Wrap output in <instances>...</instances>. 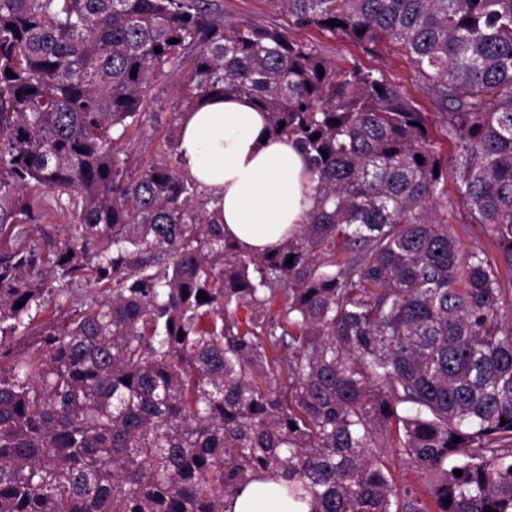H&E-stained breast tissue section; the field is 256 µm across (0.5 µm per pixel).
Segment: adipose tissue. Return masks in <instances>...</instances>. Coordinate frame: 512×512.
Segmentation results:
<instances>
[{"label":"adipose tissue","instance_id":"1","mask_svg":"<svg viewBox=\"0 0 512 512\" xmlns=\"http://www.w3.org/2000/svg\"><path fill=\"white\" fill-rule=\"evenodd\" d=\"M185 169L211 192L224 234L244 252H276L314 210V183L294 138L271 130L268 116L246 97L211 100L182 120ZM227 512H308L277 484L250 483Z\"/></svg>","mask_w":512,"mask_h":512}]
</instances>
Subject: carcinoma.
I'll return each instance as SVG.
<instances>
[{"label": "carcinoma", "instance_id": "1", "mask_svg": "<svg viewBox=\"0 0 512 512\" xmlns=\"http://www.w3.org/2000/svg\"><path fill=\"white\" fill-rule=\"evenodd\" d=\"M270 2L398 46L435 122L211 0H0V512H226L256 480L310 512H512V0ZM185 45L173 120L249 97L306 153L317 205L273 255L197 206L174 136L135 171L116 147ZM447 170L500 256L449 230ZM58 280L97 296L37 332Z\"/></svg>", "mask_w": 512, "mask_h": 512}]
</instances>
